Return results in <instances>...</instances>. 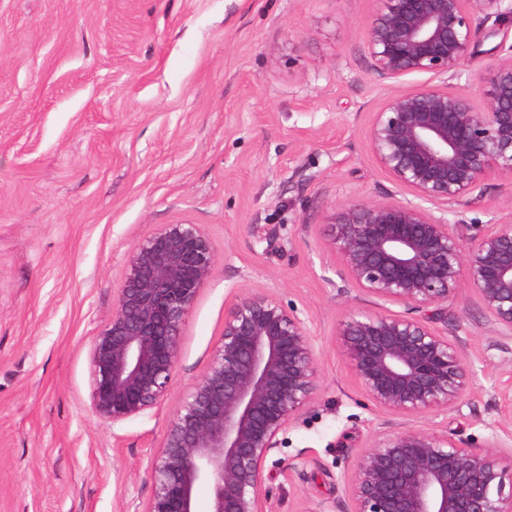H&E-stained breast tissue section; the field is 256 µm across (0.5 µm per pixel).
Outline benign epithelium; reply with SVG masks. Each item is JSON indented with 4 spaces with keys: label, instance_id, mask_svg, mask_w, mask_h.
Listing matches in <instances>:
<instances>
[{
    "label": "benign epithelium",
    "instance_id": "benign-epithelium-1",
    "mask_svg": "<svg viewBox=\"0 0 512 512\" xmlns=\"http://www.w3.org/2000/svg\"><path fill=\"white\" fill-rule=\"evenodd\" d=\"M366 33L373 72L439 85L389 95L368 130L370 148L413 199L355 202L327 216L349 282L421 318L353 312L339 335L377 409L397 415L452 410L473 376L459 341L433 326L448 298L473 293L498 332L512 335V220L467 224V205L491 176L512 178V45L480 78L482 103L451 80L471 56L484 18L512 23V0H376ZM441 211L437 216L426 208ZM217 255L205 225L159 224L130 249L112 319L90 343L89 406L114 424L164 400L183 325ZM317 356L308 317L253 288L227 307L205 374L169 419L142 512H266L268 457L315 400ZM496 438L476 450L446 433L407 428L363 449L347 479L348 512H512V450Z\"/></svg>",
    "mask_w": 512,
    "mask_h": 512
}]
</instances>
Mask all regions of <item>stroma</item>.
Returning a JSON list of instances; mask_svg holds the SVG:
<instances>
[{
    "instance_id": "stroma-1",
    "label": "stroma",
    "mask_w": 512,
    "mask_h": 512,
    "mask_svg": "<svg viewBox=\"0 0 512 512\" xmlns=\"http://www.w3.org/2000/svg\"><path fill=\"white\" fill-rule=\"evenodd\" d=\"M375 0H0V512H143L168 421L206 372L224 308L251 288L295 303L320 390L265 467L267 512H346L356 456L404 428L485 447L512 430L497 394L512 338L473 294L437 327L474 376L458 409H375L338 334L388 305L354 288L324 228L355 201L407 198L367 138L398 85L365 48ZM512 24L479 39V79ZM469 222L512 219V179L484 181ZM204 225L217 260L183 327L169 390L120 424L89 408L92 336L131 247L156 225Z\"/></svg>"
}]
</instances>
